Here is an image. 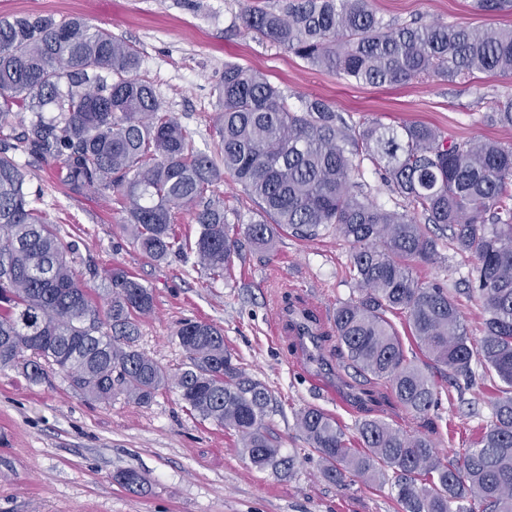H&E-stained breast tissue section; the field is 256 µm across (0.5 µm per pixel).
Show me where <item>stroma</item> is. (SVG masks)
Returning a JSON list of instances; mask_svg holds the SVG:
<instances>
[{
	"instance_id": "1",
	"label": "stroma",
	"mask_w": 512,
	"mask_h": 512,
	"mask_svg": "<svg viewBox=\"0 0 512 512\" xmlns=\"http://www.w3.org/2000/svg\"><path fill=\"white\" fill-rule=\"evenodd\" d=\"M371 3L384 20L398 23L512 25V16L477 12L471 0ZM25 14L58 21L80 16L134 45L141 75L190 132L193 149L212 156L219 148L214 88L228 62L262 73L294 109L301 98L314 96L350 124L419 121L459 140L487 138L512 147V129L482 120L496 101L512 97V75L357 85L248 34L241 0H0V19ZM18 160L59 236L74 244L77 275L99 305L108 301L107 275L115 267L152 290L154 311L140 321L137 348L173 372L187 361L177 337L184 322L220 327L240 367L271 392L265 426L301 463L288 478L255 469L234 431L201 420L169 387L146 405L122 394L100 403L76 393L58 367L45 368L35 382L20 370L2 369L0 512H398L390 481L352 475L340 487L325 480L296 426L298 414L318 407L350 440L358 422L378 418L430 435L447 461L473 441L478 424L490 420L500 381L486 377L482 366L474 368L473 388L443 395L424 421L406 412L389 386L355 374L335 341L323 343L314 358L298 347L289 309L313 311L326 330L336 306L358 295L352 246L334 230L310 240L283 232L271 248L245 246L232 268L216 277L192 255L174 253L163 262L143 255L111 198L65 185L59 161L29 154ZM439 252L437 262L417 266L415 274L455 290L474 262L449 244ZM126 469L146 477L141 491L116 481Z\"/></svg>"
}]
</instances>
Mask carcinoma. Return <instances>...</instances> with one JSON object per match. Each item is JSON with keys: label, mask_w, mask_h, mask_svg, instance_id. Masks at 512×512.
<instances>
[{"label": "carcinoma", "mask_w": 512, "mask_h": 512, "mask_svg": "<svg viewBox=\"0 0 512 512\" xmlns=\"http://www.w3.org/2000/svg\"><path fill=\"white\" fill-rule=\"evenodd\" d=\"M474 6L512 14V0ZM241 13L247 32L358 84L512 74V27H394L369 0H288L281 10L242 0ZM139 69L136 48L86 19H0V369L35 381L44 366H57L74 390L103 403L124 394L148 404L172 380L191 411L239 435L253 467L290 476L298 459L282 454L263 427L271 392L233 362L223 330L182 324L177 336L189 363L173 379L137 350L133 320L153 311L151 289L114 268L110 303L100 311L74 274L75 245L47 221L15 153L57 159L67 185L113 194L123 228L155 260L174 249L176 210H192L200 231L191 251L218 277L241 241L272 245L275 225L304 238L331 227L354 248L359 295L332 316L338 351L353 368L389 384L396 401L425 421L441 403L436 370L451 386L470 385L476 359L504 387L477 441L449 463L429 436L379 419L359 423L360 451L332 417L309 407L297 427L322 476L341 484L387 467L402 512H512V147L448 138L424 123L350 125L317 97L293 110L263 75L226 63L216 90L217 161L192 151L187 130ZM49 105L55 115L47 118ZM16 108L31 113L17 127ZM486 119L512 128V98L497 101ZM366 160L425 223L370 199L361 177ZM225 172L265 216L245 224L241 240L229 235L217 190ZM432 227L476 259L464 291L484 313L477 347L456 297L413 276L414 265L439 258ZM389 313L406 316L428 359L423 366L408 361ZM117 481L134 491L146 478L126 470Z\"/></svg>", "instance_id": "carcinoma-1"}]
</instances>
